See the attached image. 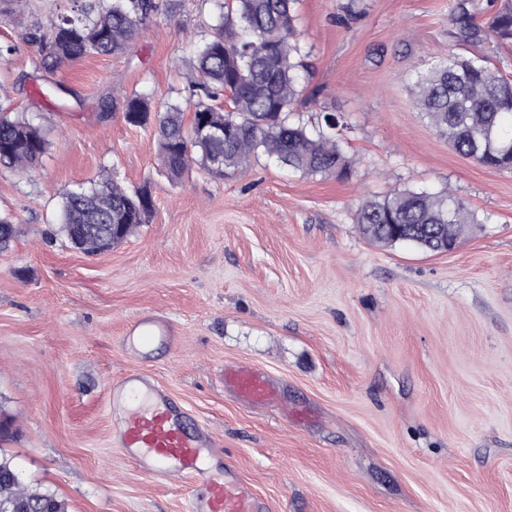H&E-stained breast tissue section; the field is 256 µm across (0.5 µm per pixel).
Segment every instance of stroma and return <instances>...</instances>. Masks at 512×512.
Here are the masks:
<instances>
[{
	"instance_id": "35a3bbf8",
	"label": "stroma",
	"mask_w": 512,
	"mask_h": 512,
	"mask_svg": "<svg viewBox=\"0 0 512 512\" xmlns=\"http://www.w3.org/2000/svg\"><path fill=\"white\" fill-rule=\"evenodd\" d=\"M457 0H299L302 117H341L347 178L293 174L259 157L218 180L162 169L152 126L102 100L187 96L211 0H178L120 55L39 69L34 22L74 0H0V103L47 133L28 175L0 168V456L68 512H188L191 483L154 482L112 438L114 381L138 371L271 512H512V171L458 155L413 106L417 66L458 51L512 74V47L462 43ZM111 170L150 185L155 212L112 251L87 255L61 230L64 196ZM451 189L480 223L451 252L380 247L359 235L367 197ZM156 315L180 341L145 356L127 330ZM228 362L276 384L287 416L224 388Z\"/></svg>"
}]
</instances>
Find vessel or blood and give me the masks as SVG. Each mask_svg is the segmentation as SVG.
Here are the masks:
<instances>
[{
    "label": "vessel or blood",
    "mask_w": 512,
    "mask_h": 512,
    "mask_svg": "<svg viewBox=\"0 0 512 512\" xmlns=\"http://www.w3.org/2000/svg\"><path fill=\"white\" fill-rule=\"evenodd\" d=\"M131 333V343L142 352L175 341L168 323L153 316L137 319ZM224 386L248 404L277 409L283 406L279 388L253 366L225 365ZM114 390L120 396L151 397L149 409H122L116 432L126 455L143 466L155 481H192L188 512H265V503L233 470L202 468L203 456L218 455L219 450L206 428H198L193 434L183 428L165 388L142 373L130 371L121 377Z\"/></svg>",
    "instance_id": "1"
}]
</instances>
